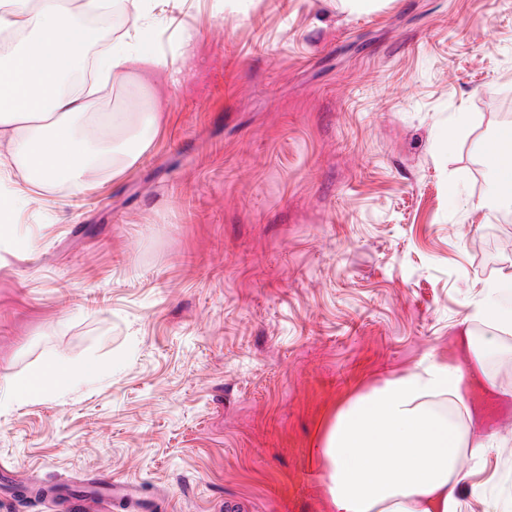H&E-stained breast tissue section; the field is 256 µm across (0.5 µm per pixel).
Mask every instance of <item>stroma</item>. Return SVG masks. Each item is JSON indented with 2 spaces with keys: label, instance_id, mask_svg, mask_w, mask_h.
Segmentation results:
<instances>
[{
  "label": "stroma",
  "instance_id": "stroma-1",
  "mask_svg": "<svg viewBox=\"0 0 512 512\" xmlns=\"http://www.w3.org/2000/svg\"><path fill=\"white\" fill-rule=\"evenodd\" d=\"M151 146L120 176L36 188L0 251V376H100L0 403V512H66L97 476L149 512H329L314 448L350 398L423 359L512 271V214L476 208L512 131V0H151ZM190 50H182L183 39ZM465 124H457L458 116ZM457 145L445 152L442 135ZM499 446L460 456L461 512H512V332Z\"/></svg>",
  "mask_w": 512,
  "mask_h": 512
}]
</instances>
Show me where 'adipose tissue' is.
<instances>
[{"label":"adipose tissue","mask_w":512,"mask_h":512,"mask_svg":"<svg viewBox=\"0 0 512 512\" xmlns=\"http://www.w3.org/2000/svg\"><path fill=\"white\" fill-rule=\"evenodd\" d=\"M144 2L127 0L131 27L119 43L90 60L78 51L90 30L62 0H0V33L20 38L19 51L0 56V142L12 145V159L26 166L33 186L49 184L63 173L73 188H83L86 170L105 167L126 135H133L140 150L150 146L146 131L154 125L153 113H140L132 124L127 113L113 112L98 124L99 145L91 147L76 135L73 122L92 112V92L71 84L90 66L103 82L135 78L142 65L167 67L166 56L143 47L150 33ZM478 205L492 215L512 213L511 165L491 164ZM468 317L495 332L512 330L511 271L486 284ZM491 352L488 344L474 346L463 369L422 361L338 411L317 448L332 512H460V450L480 463L498 441L475 423L460 433L434 411L431 401L448 397L464 403L468 372L482 375L489 388H496V381L485 374ZM94 372L90 363L53 361L24 379L5 380L0 396L22 403L50 386Z\"/></svg>","instance_id":"1"}]
</instances>
